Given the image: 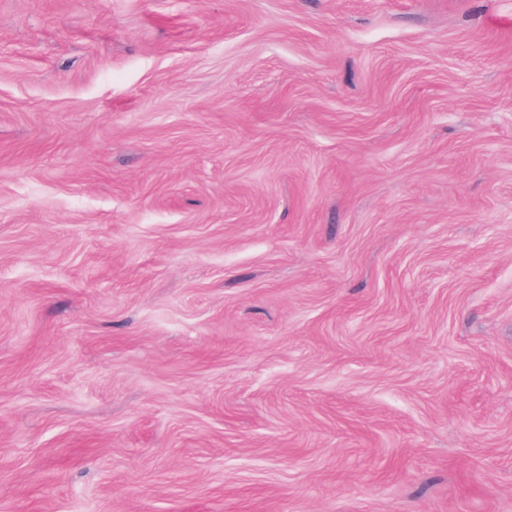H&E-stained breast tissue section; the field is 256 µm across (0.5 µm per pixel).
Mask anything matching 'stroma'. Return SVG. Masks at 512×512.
I'll return each instance as SVG.
<instances>
[{"label":"stroma","mask_w":512,"mask_h":512,"mask_svg":"<svg viewBox=\"0 0 512 512\" xmlns=\"http://www.w3.org/2000/svg\"><path fill=\"white\" fill-rule=\"evenodd\" d=\"M0 512H512V0H0Z\"/></svg>","instance_id":"35a3bbf8"}]
</instances>
